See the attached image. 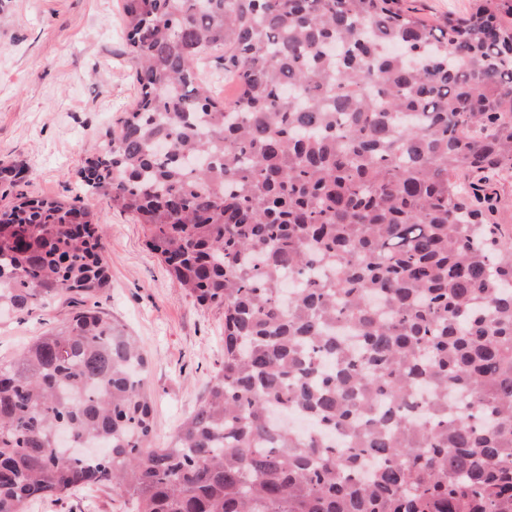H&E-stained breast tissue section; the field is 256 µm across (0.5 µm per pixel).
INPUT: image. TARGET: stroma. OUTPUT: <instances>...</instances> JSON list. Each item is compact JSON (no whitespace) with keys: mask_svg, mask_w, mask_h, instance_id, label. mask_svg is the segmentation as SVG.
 <instances>
[{"mask_svg":"<svg viewBox=\"0 0 512 512\" xmlns=\"http://www.w3.org/2000/svg\"><path fill=\"white\" fill-rule=\"evenodd\" d=\"M120 0H0V163L22 166L33 196L80 195L79 172L102 134L132 105L134 71L123 54ZM85 203L104 228L109 281L85 298L134 336L149 362L153 445L165 447L202 402L224 356V311L194 304L175 288L148 245L146 225ZM67 301L0 315V359L16 356L56 326ZM27 512H124L110 490L41 500Z\"/></svg>","mask_w":512,"mask_h":512,"instance_id":"35a3bbf8","label":"stroma"}]
</instances>
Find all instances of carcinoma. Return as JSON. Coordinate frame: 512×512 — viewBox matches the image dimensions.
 <instances>
[{"label": "carcinoma", "instance_id": "obj_1", "mask_svg": "<svg viewBox=\"0 0 512 512\" xmlns=\"http://www.w3.org/2000/svg\"><path fill=\"white\" fill-rule=\"evenodd\" d=\"M138 96L84 191L224 309L165 448L148 362L96 310L0 360V512L106 487L131 512H512V0H123ZM240 87L213 98L200 64ZM0 167V310L108 283L79 197ZM308 417L313 430L292 424ZM343 436L347 446H336ZM406 3L415 6L432 23L441 22L448 13L466 14L473 5L472 0H406Z\"/></svg>", "mask_w": 512, "mask_h": 512}]
</instances>
